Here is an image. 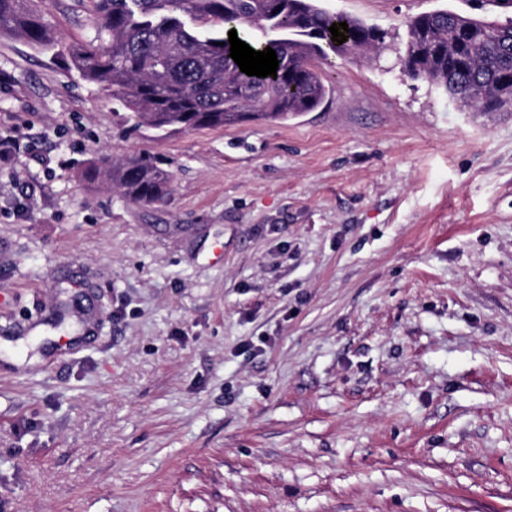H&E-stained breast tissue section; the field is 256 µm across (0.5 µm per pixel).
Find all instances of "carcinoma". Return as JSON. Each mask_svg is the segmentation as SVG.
Wrapping results in <instances>:
<instances>
[{
	"label": "carcinoma",
	"mask_w": 512,
	"mask_h": 512,
	"mask_svg": "<svg viewBox=\"0 0 512 512\" xmlns=\"http://www.w3.org/2000/svg\"><path fill=\"white\" fill-rule=\"evenodd\" d=\"M470 11L433 10L406 22L403 65L473 112L512 107V0H468ZM488 4L505 21L484 15ZM96 25L83 41L59 45L33 0H0V34L45 49L59 48L80 77L128 110L133 128L164 135L222 127L246 117L287 120L318 108L327 88L316 60L379 52L386 33L331 12L319 0H93ZM345 22L343 44L328 30ZM256 51L271 47L277 78L242 73L229 57L228 32ZM100 157L83 170L89 184L108 177L134 202L158 204L170 173L149 153L103 169Z\"/></svg>",
	"instance_id": "carcinoma-1"
}]
</instances>
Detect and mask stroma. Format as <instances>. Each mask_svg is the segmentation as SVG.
Instances as JSON below:
<instances>
[{"label":"stroma","mask_w":512,"mask_h":512,"mask_svg":"<svg viewBox=\"0 0 512 512\" xmlns=\"http://www.w3.org/2000/svg\"><path fill=\"white\" fill-rule=\"evenodd\" d=\"M323 5L389 36L320 107L165 136L0 35V512H512V112L403 71L464 0ZM106 158L100 157L83 170L82 176L88 184H95L108 176L112 184L123 195L134 202L158 204L168 194L170 173L160 166L158 159L150 153H138L101 171Z\"/></svg>","instance_id":"35a3bbf8"}]
</instances>
